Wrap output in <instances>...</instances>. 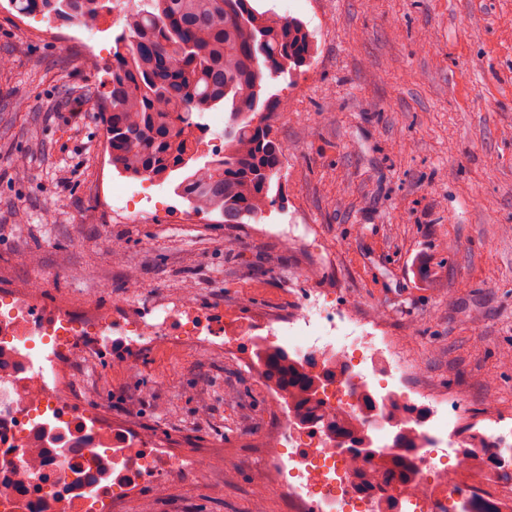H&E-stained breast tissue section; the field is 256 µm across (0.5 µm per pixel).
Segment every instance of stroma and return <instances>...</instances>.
<instances>
[{
	"label": "stroma",
	"mask_w": 512,
	"mask_h": 512,
	"mask_svg": "<svg viewBox=\"0 0 512 512\" xmlns=\"http://www.w3.org/2000/svg\"><path fill=\"white\" fill-rule=\"evenodd\" d=\"M252 4L314 37L311 65L270 89L285 202L264 221L294 225L292 243L192 213L166 183L141 219L113 217L102 180H135L103 154L111 12L89 30L91 66L69 24L0 0V291L37 283L45 305L80 309L137 299L134 273L211 308L240 347L259 315L326 295L382 318L416 384L458 394L466 420L512 424V0ZM85 373L114 417L207 461L157 512H288L280 492L256 496L273 416L252 366L146 347Z\"/></svg>",
	"instance_id": "stroma-1"
}]
</instances>
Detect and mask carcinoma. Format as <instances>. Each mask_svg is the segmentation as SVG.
<instances>
[{"label": "carcinoma", "mask_w": 512, "mask_h": 512, "mask_svg": "<svg viewBox=\"0 0 512 512\" xmlns=\"http://www.w3.org/2000/svg\"><path fill=\"white\" fill-rule=\"evenodd\" d=\"M21 15H40L91 27L106 0H11ZM312 34L300 20L259 12L249 0H140L124 35L112 47L109 111L102 113L112 165L131 177L174 183V193L196 211H218L226 224L259 221L278 205L281 147L267 123L272 84L312 58ZM228 111L224 155L200 161L204 114ZM253 366L288 395L297 426L331 421L354 442L371 439L362 428L375 404L364 396L357 414L328 416L319 390L331 368L297 359L288 350L251 343ZM411 409L390 414L399 449L353 458L367 490L378 481L405 484L418 435L405 423Z\"/></svg>", "instance_id": "obj_1"}]
</instances>
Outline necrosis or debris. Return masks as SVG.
<instances>
[{
  "label": "necrosis or debris",
  "mask_w": 512,
  "mask_h": 512,
  "mask_svg": "<svg viewBox=\"0 0 512 512\" xmlns=\"http://www.w3.org/2000/svg\"><path fill=\"white\" fill-rule=\"evenodd\" d=\"M358 326L348 310L316 299L300 303L281 325L266 324L265 339L299 356L339 361L342 381H327L321 390L328 412L361 407L349 382L362 379L365 363L380 376L383 395L410 397L411 359L389 337ZM224 335L223 321L190 298L75 313L41 307L24 293H0V512H123L131 499L140 512H155L143 485L162 495L171 481L199 475L200 460L126 427L103 408L84 409L82 400H96L98 391L87 382L75 393L72 375L116 346L130 357L145 346L187 341L221 357ZM267 401L280 420L264 441L263 478L282 491L290 512H377L382 496L391 498L392 512H446L450 503L475 497L494 512H512V486L489 484L484 465L456 448L461 406L453 396L423 394L408 417L419 432L415 479L376 494L359 491L348 457L321 429L291 424L277 387L269 388Z\"/></svg>",
  "instance_id": "necrosis-or-debris-1"
}]
</instances>
